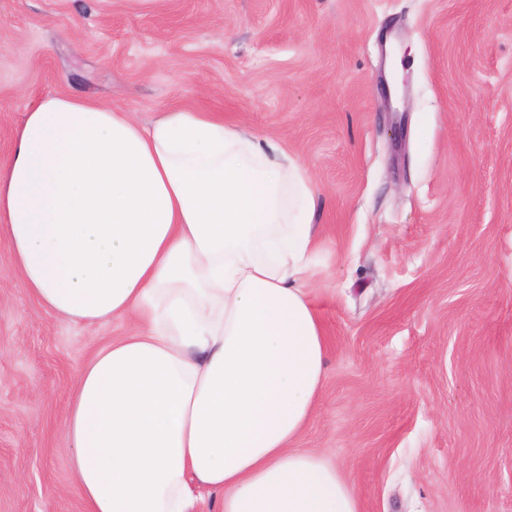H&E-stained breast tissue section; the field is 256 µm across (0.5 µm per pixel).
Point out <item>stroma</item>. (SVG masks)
<instances>
[{"label": "stroma", "instance_id": "stroma-1", "mask_svg": "<svg viewBox=\"0 0 512 512\" xmlns=\"http://www.w3.org/2000/svg\"><path fill=\"white\" fill-rule=\"evenodd\" d=\"M46 92L295 158L326 344L297 447L361 512H512V0H0L1 160ZM131 328L47 313L0 234V512H85L64 419Z\"/></svg>", "mask_w": 512, "mask_h": 512}]
</instances>
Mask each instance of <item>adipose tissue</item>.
<instances>
[{"mask_svg":"<svg viewBox=\"0 0 512 512\" xmlns=\"http://www.w3.org/2000/svg\"><path fill=\"white\" fill-rule=\"evenodd\" d=\"M304 170L207 111L143 125L42 94L0 160V231L43 309L133 318L81 370L64 422L86 512H360L323 454L296 447L326 348L308 297Z\"/></svg>","mask_w":512,"mask_h":512,"instance_id":"1","label":"adipose tissue"}]
</instances>
